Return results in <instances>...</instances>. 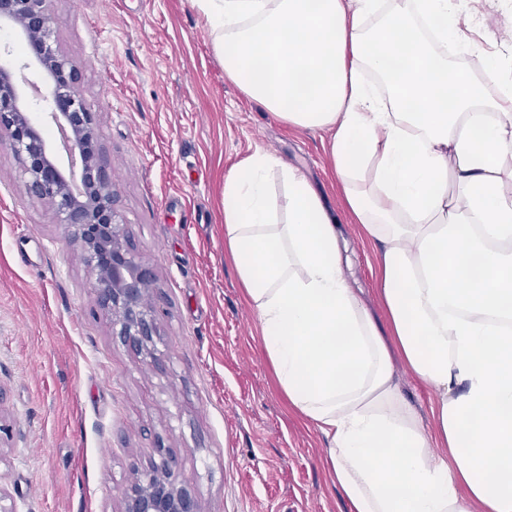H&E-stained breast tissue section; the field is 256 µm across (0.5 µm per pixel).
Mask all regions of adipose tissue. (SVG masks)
Instances as JSON below:
<instances>
[{
    "mask_svg": "<svg viewBox=\"0 0 512 512\" xmlns=\"http://www.w3.org/2000/svg\"><path fill=\"white\" fill-rule=\"evenodd\" d=\"M192 3L248 97L332 130L344 208L382 246L381 320L350 287L336 216L306 173L257 152L224 181V248L348 512H512V43L479 80L448 61V43L478 48L459 0ZM399 363L438 391L432 425Z\"/></svg>",
    "mask_w": 512,
    "mask_h": 512,
    "instance_id": "adipose-tissue-1",
    "label": "adipose tissue"
}]
</instances>
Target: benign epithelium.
Wrapping results in <instances>:
<instances>
[{
	"instance_id": "benign-epithelium-1",
	"label": "benign epithelium",
	"mask_w": 512,
	"mask_h": 512,
	"mask_svg": "<svg viewBox=\"0 0 512 512\" xmlns=\"http://www.w3.org/2000/svg\"><path fill=\"white\" fill-rule=\"evenodd\" d=\"M52 0H0V23L12 25L30 45L31 58L0 66V143H8L27 193L48 201L58 223L79 244L92 290L110 319L112 335L149 357L159 328L149 296L152 273L127 246L126 224L114 206L112 179L105 170L96 112L74 90L72 61L53 46ZM50 80L47 91L22 78L61 132L68 157L66 175L49 152L24 107L15 72L30 68ZM127 487L122 512H201L198 501L175 473L166 448Z\"/></svg>"
}]
</instances>
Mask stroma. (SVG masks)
<instances>
[{
    "label": "stroma",
    "mask_w": 512,
    "mask_h": 512,
    "mask_svg": "<svg viewBox=\"0 0 512 512\" xmlns=\"http://www.w3.org/2000/svg\"><path fill=\"white\" fill-rule=\"evenodd\" d=\"M488 41L512 14L469 0ZM54 39L97 112L128 245L153 273L156 359L113 340L76 244L0 147V487L16 512H121L167 448L202 512H346L325 437L295 415L224 254V179L258 151L301 168L378 307L379 244L346 213L332 133L276 120L224 73L192 0H53Z\"/></svg>",
    "instance_id": "obj_1"
}]
</instances>
